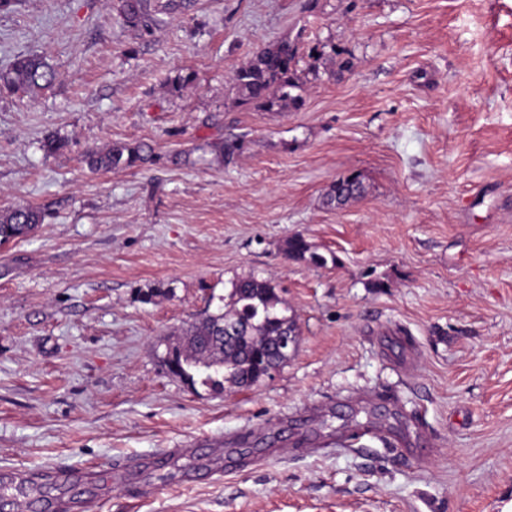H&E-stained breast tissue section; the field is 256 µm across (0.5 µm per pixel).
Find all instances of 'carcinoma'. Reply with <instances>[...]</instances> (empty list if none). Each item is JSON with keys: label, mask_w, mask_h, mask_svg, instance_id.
I'll list each match as a JSON object with an SVG mask.
<instances>
[{"label": "carcinoma", "mask_w": 512, "mask_h": 512, "mask_svg": "<svg viewBox=\"0 0 512 512\" xmlns=\"http://www.w3.org/2000/svg\"><path fill=\"white\" fill-rule=\"evenodd\" d=\"M123 23L150 31L153 20L145 0H123ZM301 35L282 38L259 49L250 61L233 72L230 89L239 105L257 112H292L304 105L303 92L310 79L318 77L316 66L299 69ZM57 74L46 58L24 53L0 73V88L14 94H35L50 87ZM160 161L146 143L114 144L87 154L95 170H117ZM365 187L357 174L336 180L325 195L329 205L343 206L361 197ZM42 212L28 206L0 211V245L27 237L42 223ZM290 259L316 266L327 258L311 249L301 235L285 242ZM221 305L183 330V339L167 345L162 362L169 374L192 385L199 383L221 392L224 384L251 388L261 381L268 367L284 365L275 350L277 338L298 335L296 318L279 288L270 279L248 276L232 283Z\"/></svg>", "instance_id": "cac0c4a2"}]
</instances>
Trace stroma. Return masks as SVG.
<instances>
[{
    "instance_id": "1",
    "label": "stroma",
    "mask_w": 512,
    "mask_h": 512,
    "mask_svg": "<svg viewBox=\"0 0 512 512\" xmlns=\"http://www.w3.org/2000/svg\"><path fill=\"white\" fill-rule=\"evenodd\" d=\"M120 9L0 12V71L58 73L0 91V209L45 216L0 245V475L86 512H512V0H148V32ZM296 34L350 68L296 112L237 105L232 73ZM115 142L160 161L91 171ZM296 234L329 263L287 258ZM249 275L296 317L288 362L249 390L168 375L164 341ZM56 77L45 57L24 53L14 59L8 70L0 73V88L14 94H35L50 87ZM365 187L361 177L357 174L336 180L325 195L327 205L343 206L361 197Z\"/></svg>"
}]
</instances>
